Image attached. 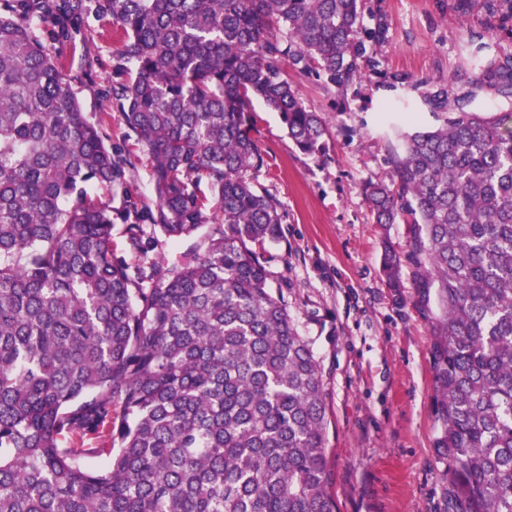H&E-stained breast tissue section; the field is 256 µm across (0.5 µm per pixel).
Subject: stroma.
<instances>
[{"label": "stroma", "instance_id": "obj_1", "mask_svg": "<svg viewBox=\"0 0 512 512\" xmlns=\"http://www.w3.org/2000/svg\"><path fill=\"white\" fill-rule=\"evenodd\" d=\"M447 5L361 0L364 26L386 25L383 41L365 43L377 72L332 94L315 74H295L300 98L326 124L323 154L301 153L278 114L253 104L266 159L255 182L282 204V237L261 254L271 289L282 293L323 367L329 492L338 512H448V465L433 446L432 314L413 303L414 265L403 263L404 286L396 291L381 272L384 243L406 251L410 226L401 218L375 223L363 194L365 184L390 180L401 134L442 125L424 93L451 82L467 88L475 61L512 53V30L482 14H452ZM90 26L88 44L56 52L89 57L91 75L71 71L82 108L103 118L112 145L132 161V201L154 207L148 157L100 94L112 83L120 43L105 36V22Z\"/></svg>", "mask_w": 512, "mask_h": 512}]
</instances>
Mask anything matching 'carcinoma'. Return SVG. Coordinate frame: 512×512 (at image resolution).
I'll return each instance as SVG.
<instances>
[{"instance_id": "cac0c4a2", "label": "carcinoma", "mask_w": 512, "mask_h": 512, "mask_svg": "<svg viewBox=\"0 0 512 512\" xmlns=\"http://www.w3.org/2000/svg\"><path fill=\"white\" fill-rule=\"evenodd\" d=\"M475 8L512 28V0H448ZM91 18L122 38L101 94L150 159L153 208L54 51ZM361 33L359 0H0V512H336L322 367L251 248L281 238L251 103L322 153L279 61L328 90L364 81ZM478 67L423 96L444 125L406 134L392 185L363 193L377 223H412L406 255L384 245L389 287L405 258L415 306L439 309L450 512H512V55ZM185 239V261L149 256ZM87 436L107 439L97 468L80 456L101 449L73 446Z\"/></svg>"}]
</instances>
